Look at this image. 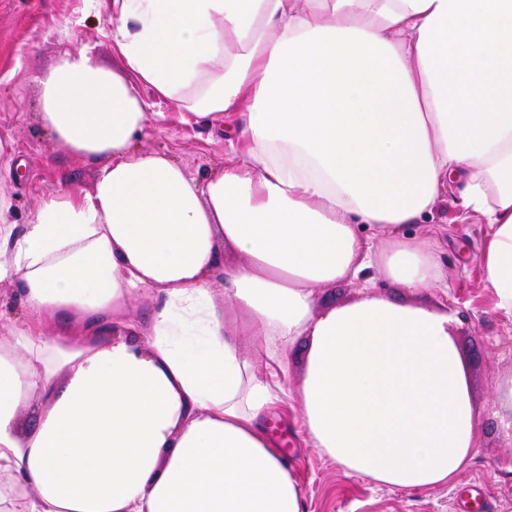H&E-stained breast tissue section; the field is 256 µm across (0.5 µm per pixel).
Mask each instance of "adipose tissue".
Instances as JSON below:
<instances>
[{
	"mask_svg": "<svg viewBox=\"0 0 512 512\" xmlns=\"http://www.w3.org/2000/svg\"><path fill=\"white\" fill-rule=\"evenodd\" d=\"M88 3L125 74L85 46L37 82L95 186L21 227L0 194V284L24 309L0 341V512H304L278 414L346 472L453 483L479 442L453 314L315 291L369 267L445 287L436 242L404 227L453 191L512 318V0ZM140 85L185 122L245 113L234 160L200 181L140 149ZM226 249L242 264L220 268ZM147 293L143 326L126 311ZM361 292L362 288L359 281H342L323 286L316 291V306L322 309L348 304L359 299Z\"/></svg>",
	"mask_w": 512,
	"mask_h": 512,
	"instance_id": "1",
	"label": "adipose tissue"
}]
</instances>
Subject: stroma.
<instances>
[{
	"mask_svg": "<svg viewBox=\"0 0 512 512\" xmlns=\"http://www.w3.org/2000/svg\"><path fill=\"white\" fill-rule=\"evenodd\" d=\"M111 28V20L90 10L87 0H0V138L11 140L13 149L0 157V167L11 168L0 181V192L10 197L16 224L28 223L48 192H88L95 184L98 165L75 162L44 128L33 77L48 72L61 52L86 45L102 67L122 71ZM140 95L149 111L161 115L150 123L143 149L170 154L189 176L200 180L222 171L233 158L224 127L243 126L241 114L231 115L224 125L187 124L172 103L146 88ZM405 230L442 239L447 287L410 293L378 273L371 287L397 303L445 305L453 312L454 340L480 420L470 464L449 485L393 488L345 472L319 449L307 446L295 426L280 417H271L267 429L283 456L299 467L305 512H455L457 496L474 485L482 488L479 512H512V450L492 409L498 383L512 376V319L496 311L493 293L478 272L477 257L488 227L463 213L448 193L424 220Z\"/></svg>",
	"mask_w": 512,
	"mask_h": 512,
	"instance_id": "obj_1",
	"label": "stroma"
}]
</instances>
